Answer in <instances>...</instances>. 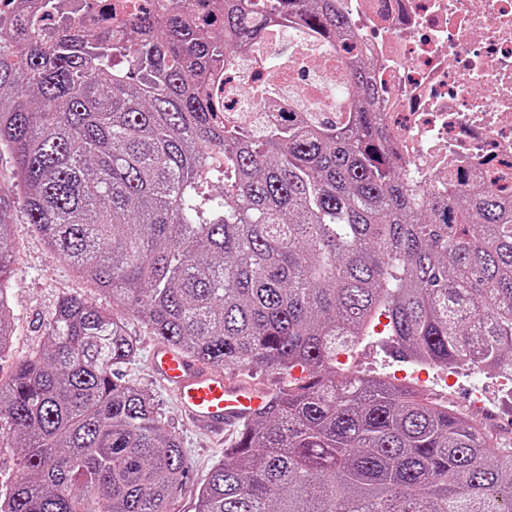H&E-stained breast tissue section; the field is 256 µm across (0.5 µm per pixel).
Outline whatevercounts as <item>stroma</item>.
<instances>
[{"label":"stroma","mask_w":512,"mask_h":512,"mask_svg":"<svg viewBox=\"0 0 512 512\" xmlns=\"http://www.w3.org/2000/svg\"><path fill=\"white\" fill-rule=\"evenodd\" d=\"M0 218L12 226L14 251L8 264L10 295L14 314L15 340L11 353L0 358V381H8L16 364L43 346L46 326L60 299L79 296L97 303L105 298L74 274L63 259L52 255L41 237L23 217V190L8 155L0 156ZM122 318L128 332L141 347L139 356L121 366L125 380L148 389L157 404L162 423L181 438L186 459V476L172 493L169 512H195L197 493L211 469L224 459V450L236 435L225 429L214 437L195 427L180 412L174 396L151 372L148 359L157 339L131 312ZM346 366L353 371L388 377L399 384L427 388L434 400L466 410L476 425L493 434L512 437V396L502 392L490 371L471 374L465 371L446 375L436 367L409 374L405 361L389 351L384 323H377L372 336L366 337L358 351L349 356Z\"/></svg>","instance_id":"obj_1"}]
</instances>
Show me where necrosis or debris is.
<instances>
[{"mask_svg": "<svg viewBox=\"0 0 512 512\" xmlns=\"http://www.w3.org/2000/svg\"><path fill=\"white\" fill-rule=\"evenodd\" d=\"M75 19L119 30L147 0H79ZM352 43L373 58L376 105L421 189L462 176L512 195V0H343ZM343 48L281 28L238 50L224 107L247 123H280L289 107L335 121L347 83Z\"/></svg>", "mask_w": 512, "mask_h": 512, "instance_id": "4bbe7bcc", "label": "necrosis or debris"}]
</instances>
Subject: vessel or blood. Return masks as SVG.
<instances>
[{
    "mask_svg": "<svg viewBox=\"0 0 512 512\" xmlns=\"http://www.w3.org/2000/svg\"><path fill=\"white\" fill-rule=\"evenodd\" d=\"M150 367L174 394L186 418L196 427L223 433L266 405L264 394L229 382L223 370L157 346Z\"/></svg>",
    "mask_w": 512,
    "mask_h": 512,
    "instance_id": "b4317fda",
    "label": "vessel or blood"
}]
</instances>
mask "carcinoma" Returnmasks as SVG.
<instances>
[{
	"label": "carcinoma",
	"instance_id": "cac0c4a2",
	"mask_svg": "<svg viewBox=\"0 0 512 512\" xmlns=\"http://www.w3.org/2000/svg\"><path fill=\"white\" fill-rule=\"evenodd\" d=\"M21 2L0 17V153L26 223L111 307L60 300L0 382V447L18 460L0 512H167L183 449L116 373L139 353L118 308L214 367L303 372L239 423L196 512H512V441L336 371L384 316L403 360L511 374L512 198L459 178L420 205L366 65L343 124L224 120L215 83L237 49L284 23L343 45L341 0H169L121 33L61 16L49 37L38 16L57 0ZM13 248L0 219V357Z\"/></svg>",
	"mask_w": 512,
	"mask_h": 512
}]
</instances>
